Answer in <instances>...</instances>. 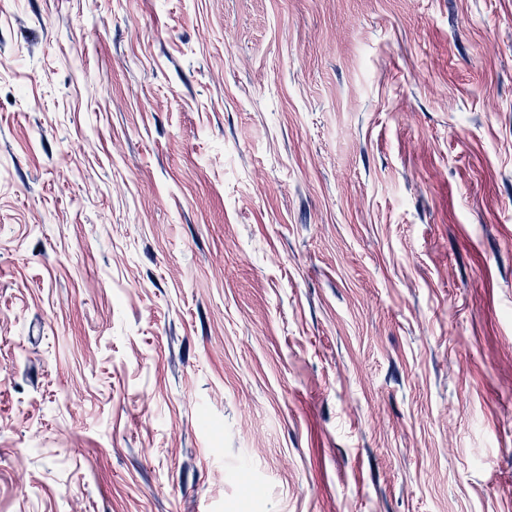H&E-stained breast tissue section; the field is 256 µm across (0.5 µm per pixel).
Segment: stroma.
<instances>
[{"label": "stroma", "instance_id": "obj_1", "mask_svg": "<svg viewBox=\"0 0 512 512\" xmlns=\"http://www.w3.org/2000/svg\"><path fill=\"white\" fill-rule=\"evenodd\" d=\"M0 512H512V0H0Z\"/></svg>", "mask_w": 512, "mask_h": 512}]
</instances>
